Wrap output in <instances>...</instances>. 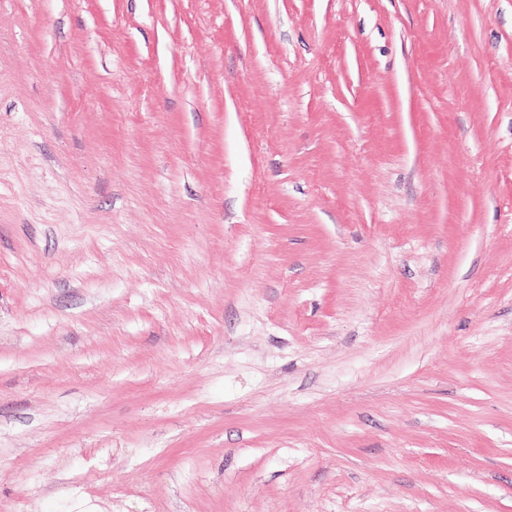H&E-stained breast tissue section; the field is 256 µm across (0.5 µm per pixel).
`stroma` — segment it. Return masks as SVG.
I'll return each mask as SVG.
<instances>
[{"label":"stroma","instance_id":"1","mask_svg":"<svg viewBox=\"0 0 512 512\" xmlns=\"http://www.w3.org/2000/svg\"><path fill=\"white\" fill-rule=\"evenodd\" d=\"M0 512H512V0H0Z\"/></svg>","mask_w":512,"mask_h":512}]
</instances>
